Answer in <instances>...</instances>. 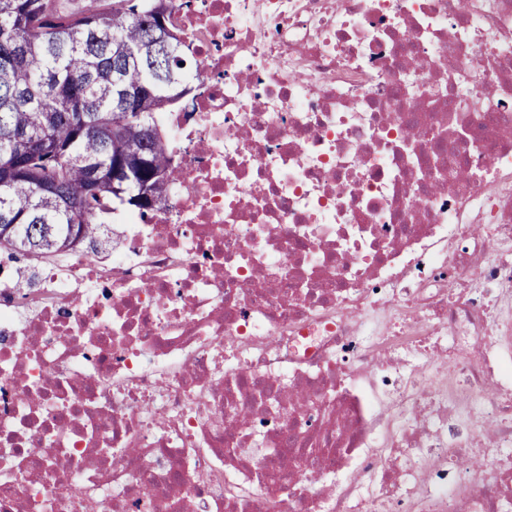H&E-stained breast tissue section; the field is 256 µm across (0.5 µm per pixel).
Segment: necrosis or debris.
I'll return each mask as SVG.
<instances>
[{
  "label": "necrosis or debris",
  "instance_id": "4bbe7bcc",
  "mask_svg": "<svg viewBox=\"0 0 512 512\" xmlns=\"http://www.w3.org/2000/svg\"><path fill=\"white\" fill-rule=\"evenodd\" d=\"M154 223L0 279V512H512V0H193Z\"/></svg>",
  "mask_w": 512,
  "mask_h": 512
}]
</instances>
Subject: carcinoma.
I'll return each mask as SVG.
<instances>
[{
    "label": "carcinoma",
    "mask_w": 512,
    "mask_h": 512,
    "mask_svg": "<svg viewBox=\"0 0 512 512\" xmlns=\"http://www.w3.org/2000/svg\"><path fill=\"white\" fill-rule=\"evenodd\" d=\"M0 0V224H13L0 252L36 260L60 251L71 226L95 248L120 203L112 155L135 144L112 140V122L143 112L161 134L156 165L173 146L162 117L197 81L199 63L181 32L170 33L176 0Z\"/></svg>",
    "instance_id": "1"
}]
</instances>
